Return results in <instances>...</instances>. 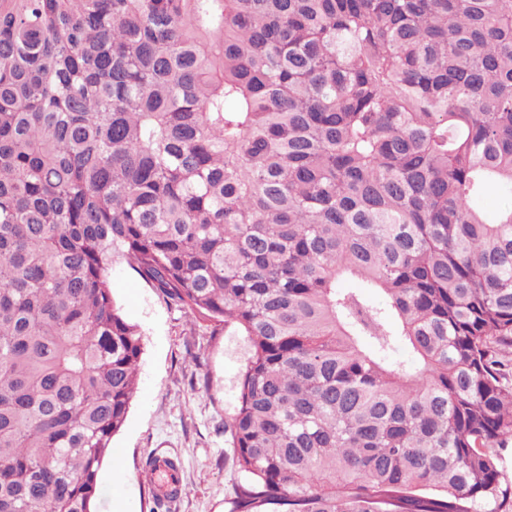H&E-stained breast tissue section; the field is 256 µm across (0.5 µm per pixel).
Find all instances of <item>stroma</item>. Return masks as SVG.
Listing matches in <instances>:
<instances>
[{
    "instance_id": "35a3bbf8",
    "label": "stroma",
    "mask_w": 512,
    "mask_h": 512,
    "mask_svg": "<svg viewBox=\"0 0 512 512\" xmlns=\"http://www.w3.org/2000/svg\"><path fill=\"white\" fill-rule=\"evenodd\" d=\"M111 284L144 349L127 423L98 477L96 512H153L145 473L157 455L180 463L184 491L172 512H230L238 474L224 421L238 404L244 337L206 329L126 264H113Z\"/></svg>"
}]
</instances>
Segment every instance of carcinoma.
Returning <instances> with one entry per match:
<instances>
[{
	"label": "carcinoma",
	"instance_id": "carcinoma-1",
	"mask_svg": "<svg viewBox=\"0 0 512 512\" xmlns=\"http://www.w3.org/2000/svg\"><path fill=\"white\" fill-rule=\"evenodd\" d=\"M493 184L512 0H0V512H94L117 261L246 338L231 512H502Z\"/></svg>",
	"mask_w": 512,
	"mask_h": 512
}]
</instances>
